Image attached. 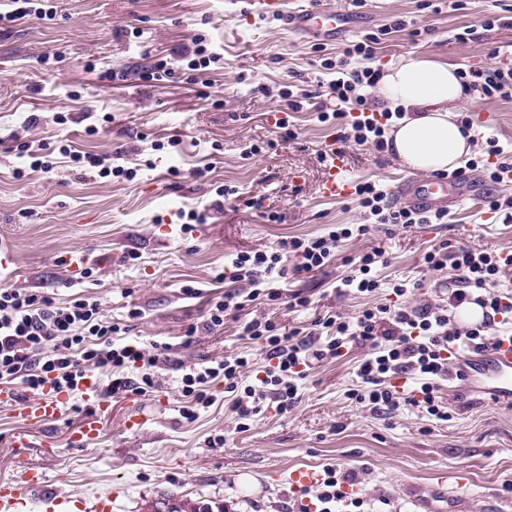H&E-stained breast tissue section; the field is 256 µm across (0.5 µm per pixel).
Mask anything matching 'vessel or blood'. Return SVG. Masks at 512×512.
I'll return each instance as SVG.
<instances>
[{
	"label": "vessel or blood",
	"mask_w": 512,
	"mask_h": 512,
	"mask_svg": "<svg viewBox=\"0 0 512 512\" xmlns=\"http://www.w3.org/2000/svg\"><path fill=\"white\" fill-rule=\"evenodd\" d=\"M289 20L293 30L302 36L326 39L333 37L342 27L345 17L310 5L291 13ZM323 153L327 170L320 184L322 196L329 199L348 196L352 184L345 175L344 153L332 139L325 141ZM392 192L406 206L432 211L445 208L449 198L461 200L475 194L468 175L463 172L420 180L406 179L393 186ZM448 362L453 367V375L460 380L468 383L481 381L483 392L494 395L504 405H512V335L497 337L492 348L479 353L463 355L457 350H450ZM85 387L91 392L95 416L72 432L70 442L75 447L87 446L98 437L100 426L96 414L104 409L103 401L94 393V382H86ZM66 400V395L47 387L34 401L23 402L15 387H0V403L18 406L25 419L35 426H47L61 420ZM43 482L40 471L19 466L10 479L0 481V512H14L21 490L41 486Z\"/></svg>",
	"instance_id": "b4317fda"
}]
</instances>
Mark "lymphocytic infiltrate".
<instances>
[{"instance_id": "1", "label": "lymphocytic infiltrate", "mask_w": 512, "mask_h": 512, "mask_svg": "<svg viewBox=\"0 0 512 512\" xmlns=\"http://www.w3.org/2000/svg\"><path fill=\"white\" fill-rule=\"evenodd\" d=\"M381 33L364 34L343 49L338 61L324 60L325 69L335 71L330 90L336 101H354L356 113L328 110L320 107L318 118L336 120L348 127L340 142L354 141L385 151L388 120L392 112H377L367 96L380 80L379 70L367 62L376 54ZM218 59L203 39H195L192 53L176 54L173 60H160L146 71L145 77L159 81L169 74L171 66H179L207 75L211 63ZM465 91L479 92L487 99L512 101V67L494 66L460 71ZM355 199L368 218L367 223L354 227L336 224L317 237L282 239L272 251H243L232 259L229 278L232 282H248L244 294H230L209 299L200 322L190 325L187 337L213 333L224 325L229 311H242L261 297L275 301L280 292L270 289L271 278L285 276L284 260L295 257L296 272L309 273L328 261L338 243L352 236L367 234L369 224H441L445 212L420 211L397 206L387 192L371 182L354 186ZM424 261L429 268L454 266L463 275L465 286L452 294L447 305L429 303L412 308L378 305L361 311L355 320L331 317L327 326L334 335L319 338L285 331L268 319L251 318L242 325L245 338L260 344L264 354L261 369H254L250 358L238 355L195 364L181 377L182 394L190 398L185 417H194L195 406H209L208 386L223 379L226 392L234 396L232 409L243 422L253 420L266 410L268 396H275L276 408L286 412L297 399L299 379L308 369L327 357L339 356L342 348L357 344L370 353L359 365L356 375L364 390L360 400L374 409L392 414L401 406L418 407L428 415L444 421L448 418L438 396V380L448 374L449 348L482 351L493 342L488 324L471 328L456 327L448 316L449 307H458L471 299H480L489 316L512 311V299L488 293L490 282L512 269V255L503 256L485 250L459 248L447 252L432 248ZM119 323L103 318L101 304L93 297H79L65 304L54 297L30 288L0 287V379L21 386L24 391L41 394L45 386L59 393H71L88 374L109 372L111 391H134L144 394L157 385L156 370L161 358L145 347L118 344ZM137 369L136 378H129L128 369ZM402 372L413 373L417 386L411 395L401 394L389 380Z\"/></svg>"}]
</instances>
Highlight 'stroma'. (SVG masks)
Masks as SVG:
<instances>
[{
    "mask_svg": "<svg viewBox=\"0 0 512 512\" xmlns=\"http://www.w3.org/2000/svg\"><path fill=\"white\" fill-rule=\"evenodd\" d=\"M426 0H321L324 8L347 14L352 30L317 41L301 37L274 13L290 14L310 0H50L51 16L26 17L0 28V241L16 258V287L56 294L61 301L95 297L106 319L126 324L124 342L155 343L170 359L157 372L155 391L111 397L100 419V434L90 446L70 445V433L92 413L84 389L71 393L64 417L45 428H26L14 408L0 405V479L20 464L40 468L46 495L24 491L18 512H48L51 499L91 501L109 498L112 512H151L164 500L203 501L224 512H291L301 494L316 495L325 466L355 472L364 512H411L414 491L428 493L425 505L436 512H491L512 499V406L490 399L464 404L462 381L441 380L439 394L450 414L439 422L407 405L385 416L351 398L360 386L356 370L366 355L350 346L335 358L313 365L298 380V400L288 412L269 407L250 424L238 426L232 394L223 380L211 385L214 402L195 418L182 415L181 369L205 358L248 354L263 363L259 345L239 334V320L208 336L186 341L188 325L208 299L235 290L224 268L233 255L269 250L287 237L322 235L333 224H362L366 217L351 198L322 197L326 164L322 144L336 126L319 122L316 109L331 81L323 70L348 41L378 30L401 16L412 17L423 37L402 30L383 37L370 65L376 69L401 60L431 56L460 68L493 67L512 60V0H459L457 8L434 12ZM498 21L485 30V14ZM467 27V43L454 41ZM205 37L219 55L210 67L209 85L194 82L192 71L175 70L152 85L144 68ZM125 72L123 85L100 82L99 67ZM266 94L255 93V86ZM290 86L303 107L289 112L296 139L276 150L243 157L250 139L271 135L270 115L283 109L277 93ZM39 112L38 127L27 128ZM68 116L66 126L53 121ZM489 113L486 123L478 113ZM459 114L473 120L472 156L481 159L485 141L497 139L512 157V101H488L469 94ZM98 132L86 136L85 128ZM66 137L79 150L101 156L124 151L125 166L136 178H91L68 163L48 172H26L18 144H49ZM177 138L178 148L154 150L162 138ZM347 177L390 187L409 176L391 152L347 143ZM470 175L482 189L477 199L448 207L444 224L377 229L339 243L325 266L289 274L277 281L282 294L310 297V306L292 311L264 299L250 308L286 328H316L319 319L356 317L377 304L409 307L447 304L463 285L459 271L431 270L423 262L433 245H466L512 255V221L491 214L487 197L512 194V184L488 180L485 167ZM236 187L238 199L219 201L216 189ZM270 196L283 213L269 223L244 200ZM207 210V223L193 232L180 229L179 211ZM377 247L384 252L375 274L382 286L372 296H341L337 287L354 272L353 260ZM138 254L129 263V254ZM82 254L98 259L81 287H69L77 272L65 258ZM408 285L403 297L395 283ZM141 317L131 319V308ZM30 445L12 448L16 433ZM223 445H214L215 436ZM309 473L295 486L294 471ZM463 470L466 485L432 493L433 475Z\"/></svg>",
    "mask_w": 512,
    "mask_h": 512,
    "instance_id": "1",
    "label": "stroma"
}]
</instances>
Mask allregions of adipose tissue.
<instances>
[{
	"mask_svg": "<svg viewBox=\"0 0 512 512\" xmlns=\"http://www.w3.org/2000/svg\"><path fill=\"white\" fill-rule=\"evenodd\" d=\"M378 92L390 111L401 114L389 142L407 167L435 173L470 156L473 134L464 130L453 108L465 98L455 66L420 57L403 60L382 75Z\"/></svg>",
	"mask_w": 512,
	"mask_h": 512,
	"instance_id": "adipose-tissue-1",
	"label": "adipose tissue"
}]
</instances>
